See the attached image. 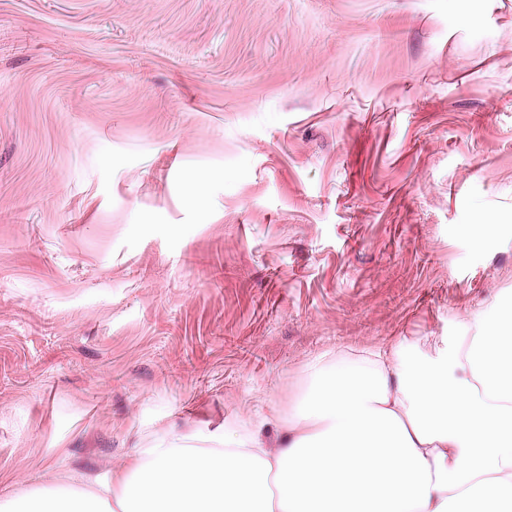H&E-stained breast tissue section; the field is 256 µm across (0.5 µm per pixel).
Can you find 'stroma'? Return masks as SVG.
Instances as JSON below:
<instances>
[{
  "label": "stroma",
  "mask_w": 512,
  "mask_h": 512,
  "mask_svg": "<svg viewBox=\"0 0 512 512\" xmlns=\"http://www.w3.org/2000/svg\"><path fill=\"white\" fill-rule=\"evenodd\" d=\"M512 299V0H0V504Z\"/></svg>",
  "instance_id": "obj_1"
}]
</instances>
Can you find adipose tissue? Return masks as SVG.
I'll use <instances>...</instances> for the list:
<instances>
[{
  "mask_svg": "<svg viewBox=\"0 0 512 512\" xmlns=\"http://www.w3.org/2000/svg\"><path fill=\"white\" fill-rule=\"evenodd\" d=\"M277 415L211 447L166 437L98 480L19 497L8 512H512V302L435 355L404 347L319 359Z\"/></svg>",
  "mask_w": 512,
  "mask_h": 512,
  "instance_id": "obj_1",
  "label": "adipose tissue"
}]
</instances>
